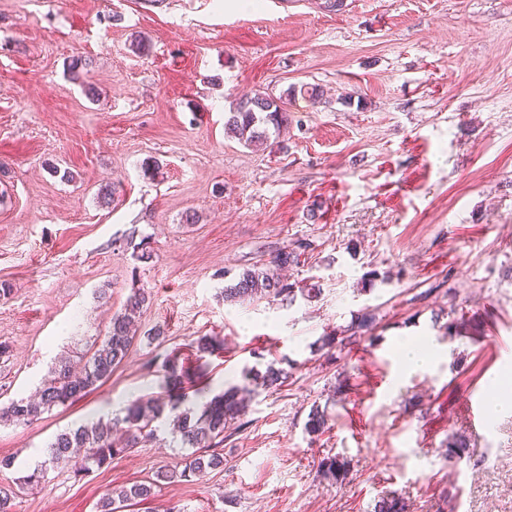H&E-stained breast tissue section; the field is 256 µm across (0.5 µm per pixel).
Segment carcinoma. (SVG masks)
<instances>
[{"mask_svg": "<svg viewBox=\"0 0 512 512\" xmlns=\"http://www.w3.org/2000/svg\"><path fill=\"white\" fill-rule=\"evenodd\" d=\"M295 92L296 87L292 86L278 98L260 91L239 97L225 120L226 133L247 147L263 145L270 131L278 132L288 122V97ZM294 295V284L274 278L258 268L243 271L235 283L224 289V298L228 302L263 297L292 299ZM148 299L149 294L144 289H135L124 312L112 316L107 335L84 363L78 366L67 361L59 363L52 368L51 377L43 384L37 398H22L1 406L0 421L28 426L44 413L82 397L105 382L127 357L134 340L133 319ZM260 379L263 386L276 388L284 383L286 373L269 366ZM246 392V388L232 386L204 403L197 413L180 410L182 401L178 398L133 400L124 409V416L113 422L81 425L56 435L48 444L46 459L24 477L19 488L39 484L48 470L61 465L70 467L80 476L95 466L100 468L111 463L114 456L127 452L140 438L154 433L151 424L166 412L174 416L182 445L197 448L200 453L181 470L175 467L159 472L158 479L175 482L196 472L222 467L224 456L217 448L224 443L226 425L240 417ZM328 421L327 411L315 406L308 414L305 430L314 436L322 435L329 429ZM322 472L326 480L342 481L349 473V462L337 457L327 458L322 461ZM152 495L151 484L122 487L103 498L100 512H118L124 504L142 503ZM407 509L405 498L390 492L375 502L373 512H407Z\"/></svg>", "mask_w": 512, "mask_h": 512, "instance_id": "obj_1", "label": "carcinoma"}]
</instances>
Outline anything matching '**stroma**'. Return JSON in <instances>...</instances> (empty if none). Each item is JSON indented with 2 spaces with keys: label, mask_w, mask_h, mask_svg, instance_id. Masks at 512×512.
Returning a JSON list of instances; mask_svg holds the SVG:
<instances>
[{
  "label": "stroma",
  "mask_w": 512,
  "mask_h": 512,
  "mask_svg": "<svg viewBox=\"0 0 512 512\" xmlns=\"http://www.w3.org/2000/svg\"><path fill=\"white\" fill-rule=\"evenodd\" d=\"M323 3L0 0V404L92 352L133 289L150 295L109 379L31 426L0 425L14 461L0 487L65 429L170 394L165 357L185 367L194 411L267 366L287 373L253 385L223 468L157 481L192 454L165 416L108 466L50 471L13 512H99L112 489L149 482L151 505L125 512H371L393 491L408 512H512V409L485 406L480 428L466 409L490 381L512 392V0ZM303 83L324 95L292 97L285 133L260 148L226 135L236 97ZM284 247L290 281L317 297L225 301ZM367 317L373 329L320 352ZM202 336L223 348L198 352ZM405 336L437 361L405 372ZM315 406L330 416L318 437ZM334 456L350 463L338 484L320 473Z\"/></svg>",
  "instance_id": "1"
}]
</instances>
